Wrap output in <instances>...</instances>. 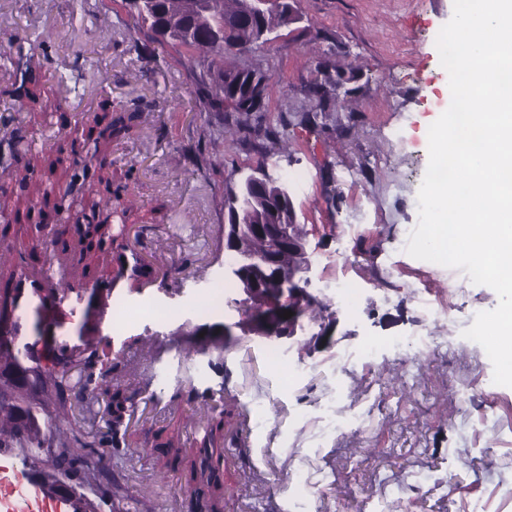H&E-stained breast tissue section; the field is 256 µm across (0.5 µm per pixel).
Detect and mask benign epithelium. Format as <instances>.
Instances as JSON below:
<instances>
[{"mask_svg": "<svg viewBox=\"0 0 512 512\" xmlns=\"http://www.w3.org/2000/svg\"><path fill=\"white\" fill-rule=\"evenodd\" d=\"M273 9L283 11L292 21L298 16L292 0H244L240 15L247 19L258 10ZM158 36L176 45L192 39H200L204 34L185 30V26L166 21L156 27ZM271 41V33L262 28L249 40H224V35L214 38L216 44L224 46V52L235 57H245L257 46ZM238 70L250 75L246 84L236 81L224 89L228 101L224 107L228 111L237 108L235 99L247 98L244 107L253 110L265 108L266 100L273 93L271 81L267 77H258L255 63L241 62ZM250 196L248 206L243 210L236 208L228 213V224L224 225V247L239 254V264L224 270L231 277L243 296L241 317L232 324L215 323L206 327L196 326L186 332L188 336H222L229 339L233 329L241 330L242 335L255 337L277 345L284 343L288 347L303 343L306 313L304 305L318 302L320 298L308 290L311 279V253L307 233L302 225L296 223V212L291 194L283 190L265 168H256L246 175L238 187L231 192V200L238 201L241 196ZM252 240L264 243V251L254 253L249 248ZM292 258V264L286 266L283 256ZM287 311L293 316L284 318ZM0 347L11 350L17 361L6 371L12 387L0 393V401L11 406L17 418L23 417L25 404L17 396L16 390L24 386L26 373L24 363L27 353L16 347L13 326L10 320L0 321ZM58 441L52 439L42 448L41 460L32 464V482L43 494L59 501L78 507L82 501L89 500L93 494L108 499L89 478L94 457L87 455L79 464L68 469L49 481L43 478L45 462L54 459L63 452Z\"/></svg>", "mask_w": 512, "mask_h": 512, "instance_id": "1", "label": "benign epithelium"}]
</instances>
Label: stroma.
Listing matches in <instances>:
<instances>
[{
    "label": "stroma",
    "mask_w": 512,
    "mask_h": 512,
    "mask_svg": "<svg viewBox=\"0 0 512 512\" xmlns=\"http://www.w3.org/2000/svg\"><path fill=\"white\" fill-rule=\"evenodd\" d=\"M300 20L278 29L251 61L275 71L278 86L258 127L286 126L290 153L264 150L250 134L225 137L234 113L203 112L200 68L192 50L160 42L135 27L124 0H0V245L11 263L0 281L51 266L87 265L96 288L69 295L61 316L40 320L39 300L25 295L17 345L74 346L99 341L113 385L135 397L120 440L92 398L75 421L103 443L99 466L124 477L128 512H191L184 489L206 430L225 412L224 512H512V387L493 383L478 343L448 323H433L422 300L494 309L496 292L463 270L416 259L406 251L419 221L413 205L428 166L425 121L431 95L446 76L435 41L453 15V0H295ZM54 35L39 42L44 29ZM358 79L331 110L300 89L317 78L320 59ZM38 83L36 106L20 108L18 64ZM136 118L113 139L109 165L120 198L112 206L113 240L83 253L71 227L80 209L64 190L76 157L70 132L95 126L100 101ZM298 115L305 124H295ZM62 149L55 172L36 168L27 182L17 159L43 160ZM271 174L304 172L291 195L308 233L312 281L329 278V261L345 253L358 286L353 309H340L331 344L293 355L307 373L291 382L267 354V343L211 337L203 354L184 352L185 324L234 323L223 309L201 314L224 277L226 194L257 166ZM52 203L47 215L16 218L18 196ZM152 268L150 276L113 282L119 241ZM435 336L426 359L380 352L336 375V352L369 336ZM362 411L358 428L311 445L321 406Z\"/></svg>",
    "instance_id": "35a3bbf8"
}]
</instances>
